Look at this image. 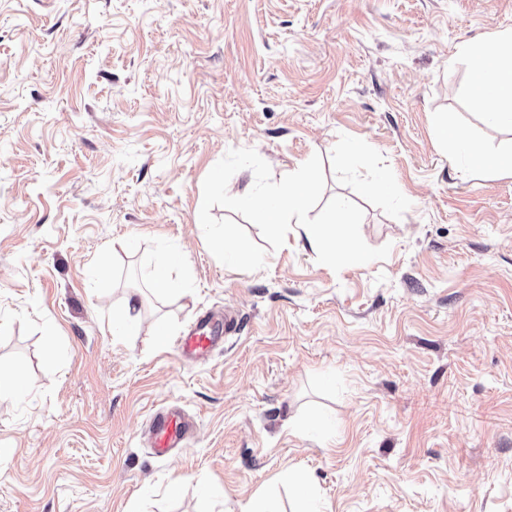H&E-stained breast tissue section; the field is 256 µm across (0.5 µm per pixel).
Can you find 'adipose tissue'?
I'll return each instance as SVG.
<instances>
[{
  "label": "adipose tissue",
  "mask_w": 512,
  "mask_h": 512,
  "mask_svg": "<svg viewBox=\"0 0 512 512\" xmlns=\"http://www.w3.org/2000/svg\"><path fill=\"white\" fill-rule=\"evenodd\" d=\"M469 94L488 122L512 129V29L497 32L490 46L473 49ZM438 140L460 149L472 168L488 175L512 176V151L491 152L468 137L462 128L438 121Z\"/></svg>",
  "instance_id": "obj_1"
}]
</instances>
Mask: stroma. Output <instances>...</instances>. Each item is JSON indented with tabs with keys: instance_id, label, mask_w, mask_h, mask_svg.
<instances>
[{
	"instance_id": "stroma-1",
	"label": "stroma",
	"mask_w": 512,
	"mask_h": 512,
	"mask_svg": "<svg viewBox=\"0 0 512 512\" xmlns=\"http://www.w3.org/2000/svg\"><path fill=\"white\" fill-rule=\"evenodd\" d=\"M506 28L512 0H0V512H512V177L435 135L512 148L468 93ZM232 148L277 181L320 154L389 256L336 272L292 236L221 264L199 211ZM172 250L189 297L113 337ZM224 306L239 334L179 362ZM172 402L198 430L159 460ZM438 140L460 149L470 161L472 168L488 175L512 176V150L509 152H491L480 143L468 137L462 128L440 120L435 128ZM142 300L139 292L128 293L123 305L116 311L118 318L125 330L130 331L136 325L139 316V306Z\"/></svg>"
}]
</instances>
